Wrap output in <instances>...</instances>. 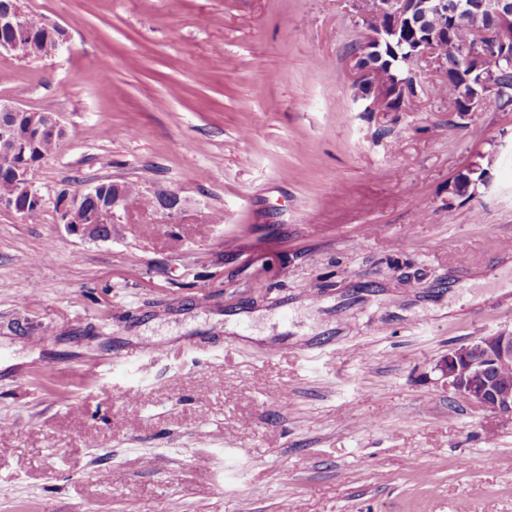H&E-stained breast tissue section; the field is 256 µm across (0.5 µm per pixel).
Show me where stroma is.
Listing matches in <instances>:
<instances>
[{"label": "stroma", "mask_w": 512, "mask_h": 512, "mask_svg": "<svg viewBox=\"0 0 512 512\" xmlns=\"http://www.w3.org/2000/svg\"><path fill=\"white\" fill-rule=\"evenodd\" d=\"M21 3L66 37L0 55L66 130L35 186L184 208H0V512H512V421L435 369L512 330V112L453 117L423 64L366 111L355 0ZM115 192H120L128 202L140 198L143 206L147 208L155 206V201L147 199L139 190V187L134 184L123 183L116 188ZM111 195L112 202L110 204L102 205L97 210L87 213V207L83 205V200L77 197L78 195H74V197H77L76 199H69L68 197L61 199L58 205V223L65 224L68 229L83 227L87 234H90L98 224L96 237L108 238L112 232V224H126L129 217L127 202L119 194H113L112 186L106 190L103 202L106 203ZM106 224H111L110 228Z\"/></svg>", "instance_id": "stroma-1"}]
</instances>
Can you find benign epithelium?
Listing matches in <instances>:
<instances>
[{
	"label": "benign epithelium",
	"mask_w": 512,
	"mask_h": 512,
	"mask_svg": "<svg viewBox=\"0 0 512 512\" xmlns=\"http://www.w3.org/2000/svg\"><path fill=\"white\" fill-rule=\"evenodd\" d=\"M397 5L404 7L405 0H366L364 2L365 19L382 10ZM486 23L473 30L470 41L462 46L448 50L443 55L437 49L434 38L416 44L405 51L407 59L413 63L424 62L437 71L448 70L449 58L462 62L472 71L481 75L496 70H511L512 55L491 54L490 48H507L512 45V0H488ZM0 31L8 37L0 38V53L13 52L22 59L36 60L34 32L30 31L19 10L17 0H0ZM351 75L353 85L360 91V96L371 100L370 107L380 101L391 102L399 97L405 101L410 96L412 85L401 82L395 87L378 81L377 74L361 52L351 57ZM27 110L0 105V147H9L19 151L20 146L13 141V124L11 119H20ZM49 132L55 138H63L65 129L51 113H42L40 120L30 125V143H36L43 133ZM34 164L19 167L17 179L24 194V202L17 200L2 201L0 205L21 214L24 208L38 207L46 201L45 196L36 188L30 178ZM58 223L67 228L83 227L90 233L98 224H125L129 217V206L118 194H112V202L100 206L95 211H87L83 200L61 199L58 205ZM502 365L512 366V330H502L482 336L466 345L454 347L448 355L441 358L435 370L441 374L444 385L474 407L488 414L496 423L512 418V391L499 389L491 379L490 369Z\"/></svg>",
	"instance_id": "benign-epithelium-1"
}]
</instances>
